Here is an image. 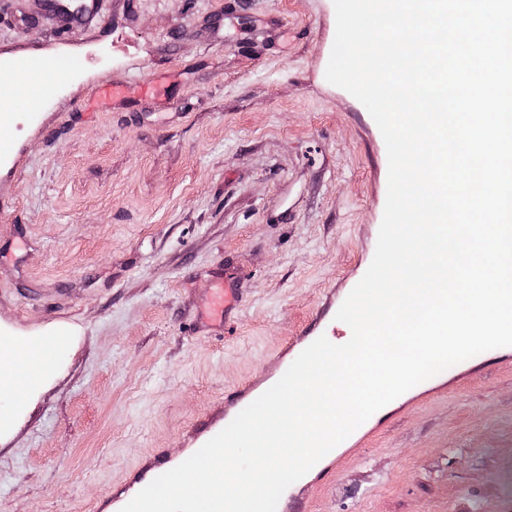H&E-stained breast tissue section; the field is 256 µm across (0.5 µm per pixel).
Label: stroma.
<instances>
[{
    "instance_id": "1",
    "label": "stroma",
    "mask_w": 512,
    "mask_h": 512,
    "mask_svg": "<svg viewBox=\"0 0 512 512\" xmlns=\"http://www.w3.org/2000/svg\"><path fill=\"white\" fill-rule=\"evenodd\" d=\"M95 8L60 38L41 0H0V58L68 66L0 127V333L73 336L0 436V512H94L188 446L348 287L384 214L383 136L325 76L333 0ZM219 278L241 291L223 325L202 315ZM303 496L309 512H512V363L396 409Z\"/></svg>"
}]
</instances>
